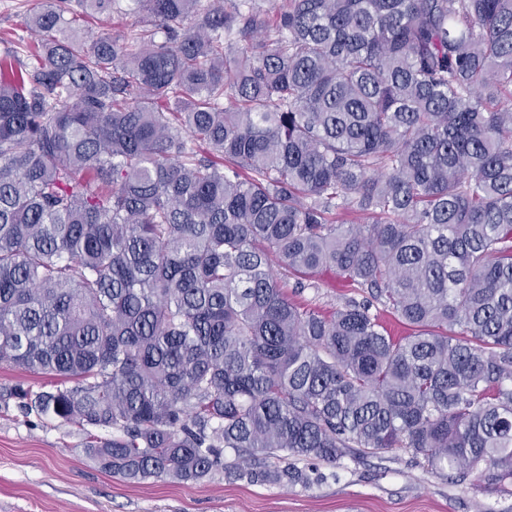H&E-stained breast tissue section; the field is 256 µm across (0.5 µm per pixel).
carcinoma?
Returning a JSON list of instances; mask_svg holds the SVG:
<instances>
[{"label": "carcinoma", "instance_id": "1", "mask_svg": "<svg viewBox=\"0 0 512 512\" xmlns=\"http://www.w3.org/2000/svg\"><path fill=\"white\" fill-rule=\"evenodd\" d=\"M128 6L40 0L0 75V363L58 383L23 415L132 482L403 448L512 487V0ZM72 8L75 10L79 18V25L92 28L97 32H107L112 36H117L126 32L130 25L134 22L135 18L132 16L124 15L123 13L113 12L111 14H104L101 16L93 15L92 17H83L82 10L75 0L72 2ZM284 274L279 275L281 287L284 288L288 298L295 299L311 308L328 311L341 304L345 297L355 296L360 299L361 296L353 292V288H349L348 284L341 278L333 277L331 274L319 275L317 277L320 288L318 291L314 288H307L302 293H295V283L297 278Z\"/></svg>", "mask_w": 512, "mask_h": 512}]
</instances>
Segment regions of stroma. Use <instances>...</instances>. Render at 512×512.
Returning a JSON list of instances; mask_svg holds the SVG:
<instances>
[{
  "label": "stroma",
  "mask_w": 512,
  "mask_h": 512,
  "mask_svg": "<svg viewBox=\"0 0 512 512\" xmlns=\"http://www.w3.org/2000/svg\"><path fill=\"white\" fill-rule=\"evenodd\" d=\"M31 6L0 0V61L11 52L27 56L23 21ZM318 281L319 289L299 293L295 276H280L287 295L323 311L353 294L341 278ZM88 439L76 425L22 417L14 400L0 398V512H512V493L445 481L401 449L319 463L323 478L308 487L250 484L224 472L198 482L133 483L106 470Z\"/></svg>",
  "instance_id": "stroma-1"
}]
</instances>
